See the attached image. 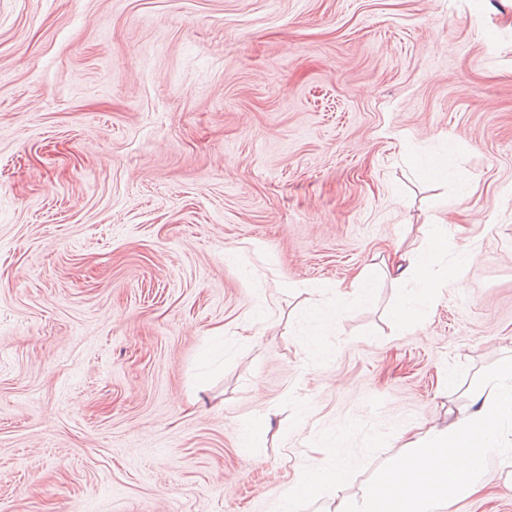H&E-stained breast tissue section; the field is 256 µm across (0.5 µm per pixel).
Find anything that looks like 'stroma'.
<instances>
[{"instance_id": "obj_1", "label": "stroma", "mask_w": 512, "mask_h": 512, "mask_svg": "<svg viewBox=\"0 0 512 512\" xmlns=\"http://www.w3.org/2000/svg\"><path fill=\"white\" fill-rule=\"evenodd\" d=\"M508 356L512 0H0V512H334ZM447 240L440 232H434L429 246L425 249H410L400 252V245H396L393 252L392 268L399 271L395 279H414L427 289L426 299L432 300L435 295L432 288H437L433 276V268L437 255L445 248ZM336 472L329 471L325 468L318 467L309 471L296 484L288 487L282 496L283 506L289 512H295V506L302 498L306 497L314 490L317 484L332 480L335 481Z\"/></svg>"}]
</instances>
